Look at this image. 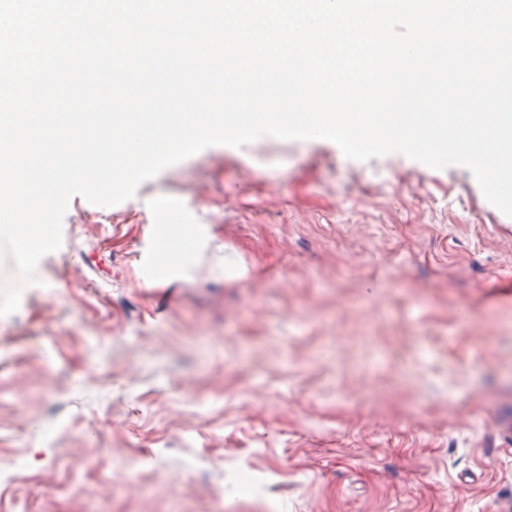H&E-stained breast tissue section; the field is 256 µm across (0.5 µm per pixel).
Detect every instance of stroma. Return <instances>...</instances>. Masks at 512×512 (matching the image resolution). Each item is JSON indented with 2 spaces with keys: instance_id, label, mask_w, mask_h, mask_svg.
<instances>
[{
  "instance_id": "stroma-1",
  "label": "stroma",
  "mask_w": 512,
  "mask_h": 512,
  "mask_svg": "<svg viewBox=\"0 0 512 512\" xmlns=\"http://www.w3.org/2000/svg\"><path fill=\"white\" fill-rule=\"evenodd\" d=\"M174 207L207 230L185 271ZM499 214L464 167L271 136L73 197L0 316V457L34 512H512ZM169 222L163 224L164 233L162 235L166 250L173 264L180 269H184L190 262L191 256L187 252H182L178 248V244L185 239L204 238L203 229L195 228L193 224H185L183 216L167 217ZM30 477V469L22 459H0V482L8 480L10 483L16 485L18 489V496L23 497L20 494L21 485Z\"/></svg>"
}]
</instances>
